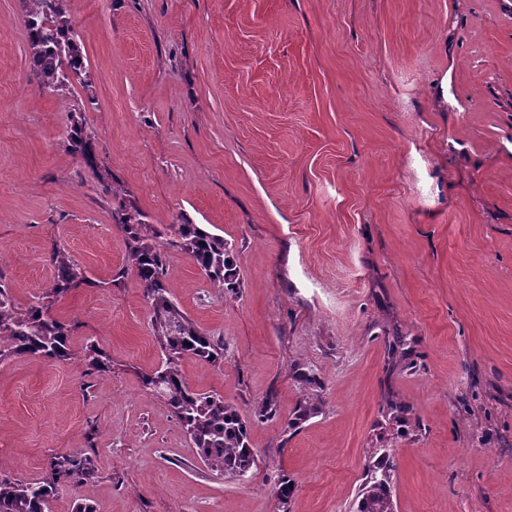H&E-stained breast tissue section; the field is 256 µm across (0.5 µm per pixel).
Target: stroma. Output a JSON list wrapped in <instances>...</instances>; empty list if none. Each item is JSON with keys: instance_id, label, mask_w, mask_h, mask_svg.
Segmentation results:
<instances>
[{"instance_id": "35a3bbf8", "label": "stroma", "mask_w": 512, "mask_h": 512, "mask_svg": "<svg viewBox=\"0 0 512 512\" xmlns=\"http://www.w3.org/2000/svg\"><path fill=\"white\" fill-rule=\"evenodd\" d=\"M64 5L91 80L52 96L24 0H0V280L27 309L56 247L90 280L53 306L71 359L0 362V476L87 451L52 512H354L383 454L396 512H512V0ZM133 210L233 250L236 288L177 249L166 283L224 341L181 371L250 416L244 477L210 473L140 384L163 355ZM90 344L111 372L86 373Z\"/></svg>"}]
</instances>
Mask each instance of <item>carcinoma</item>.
Masks as SVG:
<instances>
[{
	"label": "carcinoma",
	"mask_w": 512,
	"mask_h": 512,
	"mask_svg": "<svg viewBox=\"0 0 512 512\" xmlns=\"http://www.w3.org/2000/svg\"><path fill=\"white\" fill-rule=\"evenodd\" d=\"M27 2L30 64L42 89L59 95L75 82L87 83L89 74L71 21L65 16L63 0ZM68 143L72 154L88 153L87 134L75 120L71 121ZM118 224L126 236L131 267L152 308L154 336L164 355L160 367L141 374V384L170 409L208 470L221 477H242L256 463L248 439L249 419L224 401V396L190 387L180 370L187 356L212 366L224 363V340L200 331L169 297L165 246L156 243L160 237L156 229L135 214H122ZM169 231L168 245L188 253L211 284L236 287L232 250L224 237L188 221L170 225ZM49 259L54 276L46 297L24 311L16 306L9 287L0 282V362L17 356L50 361L73 356L71 325L52 313V301L89 284V279L65 252L54 249ZM84 360L92 373L112 371V359L94 345L86 347ZM94 474V459L86 453H57L50 457L44 477L37 482L0 478V512H49L59 484L78 483ZM356 512H396L388 460L374 464L367 474Z\"/></svg>",
	"instance_id": "carcinoma-1"
}]
</instances>
